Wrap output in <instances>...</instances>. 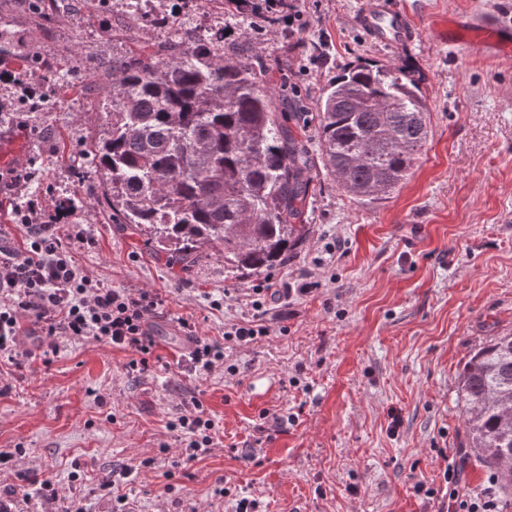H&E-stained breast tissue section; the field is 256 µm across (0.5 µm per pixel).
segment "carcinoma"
Returning a JSON list of instances; mask_svg holds the SVG:
<instances>
[{
  "mask_svg": "<svg viewBox=\"0 0 512 512\" xmlns=\"http://www.w3.org/2000/svg\"><path fill=\"white\" fill-rule=\"evenodd\" d=\"M242 22L273 29L279 12L224 0ZM201 43L185 29L136 53L86 70H105L112 98L103 137L81 151L105 185L96 203L133 235L149 230L156 256L187 267L199 248L218 245L243 275L260 273L300 244L316 162L292 117L275 106L278 69L247 48ZM15 39L0 29V62ZM430 109L404 67H347L323 90L315 114L326 174L364 205L407 179L430 135ZM465 431L480 462L512 488V336L475 350L461 378Z\"/></svg>",
  "mask_w": 512,
  "mask_h": 512,
  "instance_id": "1",
  "label": "carcinoma"
}]
</instances>
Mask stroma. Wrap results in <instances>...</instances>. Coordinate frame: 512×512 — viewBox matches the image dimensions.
I'll return each instance as SVG.
<instances>
[{"label":"stroma","mask_w":512,"mask_h":512,"mask_svg":"<svg viewBox=\"0 0 512 512\" xmlns=\"http://www.w3.org/2000/svg\"><path fill=\"white\" fill-rule=\"evenodd\" d=\"M368 2L298 0L249 48L287 68L281 112L298 103L313 110L341 68L405 62L423 77L430 107L423 156L371 206L315 170L305 239L249 276L211 248L174 276L142 238L113 224L109 208L93 207L98 175L62 155L102 136L107 78L76 94L47 88L22 61L11 65L23 84L50 89L52 103L20 111L17 91L0 84V110L19 115L0 128V155L19 175L0 191V234L19 244L12 210L37 203L65 231H80L72 257L86 274L163 304L148 372L94 340L61 341L47 365L0 366V450L14 454L0 466V512H51L39 493L47 478L88 512H234L243 496L260 512H448L450 465L464 493L491 488L490 471L468 455L458 389L470 352L512 334V58L490 59L441 34L460 18L478 34L490 9L512 16V0H406L415 37L390 49L356 24ZM46 5L47 22L28 0H0V17L19 54L43 55L72 83H85L83 51L105 62L160 37L130 30L95 0ZM163 8L206 31L223 25L226 41L240 34L222 0H165ZM70 197L83 209L60 212ZM261 287L268 335L226 348L211 372L191 370L178 319L223 342L225 324L251 319L245 299ZM197 402L218 435L189 461L171 424ZM271 414L283 416L280 427L270 426Z\"/></svg>","instance_id":"stroma-1"}]
</instances>
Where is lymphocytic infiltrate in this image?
<instances>
[{
    "label": "lymphocytic infiltrate",
    "mask_w": 512,
    "mask_h": 512,
    "mask_svg": "<svg viewBox=\"0 0 512 512\" xmlns=\"http://www.w3.org/2000/svg\"><path fill=\"white\" fill-rule=\"evenodd\" d=\"M14 223L24 233L22 248L0 244V361H17L20 316L33 317L32 335L44 337L50 363L60 347L58 337L71 341H104L131 355V368L149 370L155 342L148 326L160 300L148 293L132 295L105 287L79 268L71 255L72 241L60 225L41 221L33 206L18 207ZM251 321L224 326L223 343L192 336L189 362L210 371L224 357L225 345L253 342L267 335L262 323L264 305L251 300ZM184 433L182 454L193 460L212 448L217 431L203 408L182 415L176 423Z\"/></svg>",
    "instance_id": "obj_1"
}]
</instances>
